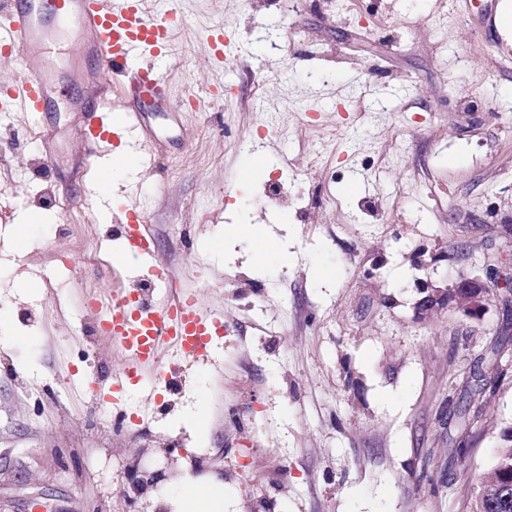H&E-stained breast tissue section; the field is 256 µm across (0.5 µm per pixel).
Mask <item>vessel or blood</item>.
I'll list each match as a JSON object with an SVG mask.
<instances>
[{"instance_id":"obj_1","label":"vessel or blood","mask_w":512,"mask_h":512,"mask_svg":"<svg viewBox=\"0 0 512 512\" xmlns=\"http://www.w3.org/2000/svg\"><path fill=\"white\" fill-rule=\"evenodd\" d=\"M175 14L172 7L147 11L143 0H0V49L21 51L24 67L23 74L0 91V98L24 112L45 111L53 80L64 77L74 56L92 54L101 70L115 75L120 85L149 97L155 111L174 116L165 79L151 60L168 53ZM68 23L76 25L81 37L62 57L54 50L55 31ZM86 84L101 102L100 109L77 114L84 156L90 159L111 138L112 88L92 77ZM121 233L138 264L162 274L146 220L138 210H130ZM95 329L116 340L130 357L128 369L112 380L119 391L128 382L148 377L161 385L171 384L159 362L160 348L175 342L190 355H202L212 337L223 331L224 321L204 314L189 299L146 301L134 312L128 296L120 295L98 315Z\"/></svg>"}]
</instances>
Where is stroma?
Here are the masks:
<instances>
[{
  "label": "stroma",
  "instance_id": "obj_1",
  "mask_svg": "<svg viewBox=\"0 0 512 512\" xmlns=\"http://www.w3.org/2000/svg\"><path fill=\"white\" fill-rule=\"evenodd\" d=\"M483 2L176 0L186 24L156 65L171 100L202 107L144 113L141 148L113 92L109 152L141 161L107 194L67 110L92 107L85 83L37 117L0 111V512H174L187 475L216 479L226 512H467L512 425V305L414 304L423 283L512 266V63ZM133 206L224 333L194 361L162 348L177 389L102 398L128 356L84 303L136 288L114 238ZM22 210L39 222L19 248L3 231ZM253 222L289 266L254 260ZM137 457L161 479L133 503Z\"/></svg>",
  "mask_w": 512,
  "mask_h": 512
}]
</instances>
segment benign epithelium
<instances>
[{
    "label": "benign epithelium",
    "instance_id": "obj_1",
    "mask_svg": "<svg viewBox=\"0 0 512 512\" xmlns=\"http://www.w3.org/2000/svg\"><path fill=\"white\" fill-rule=\"evenodd\" d=\"M496 286L506 296L512 295V273L503 272L490 267L486 275L461 277L451 286L445 288L428 285L419 289L421 298L416 302L415 312L418 317L424 318L433 313L448 308L456 309L465 316L479 319L486 309L489 297L488 288ZM159 472L144 470L140 461H134L126 471V484L132 492L131 500H136L149 488H153L159 481Z\"/></svg>",
    "mask_w": 512,
    "mask_h": 512
}]
</instances>
